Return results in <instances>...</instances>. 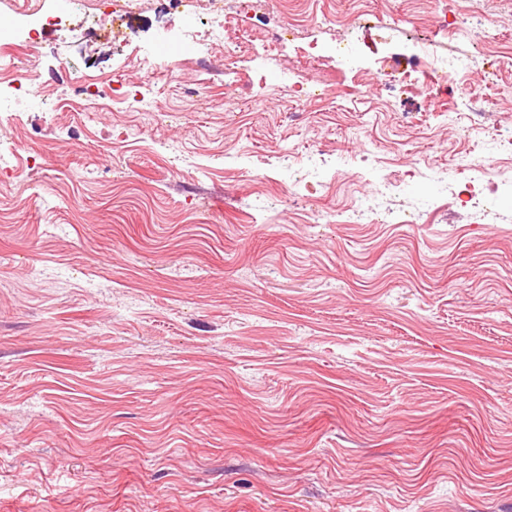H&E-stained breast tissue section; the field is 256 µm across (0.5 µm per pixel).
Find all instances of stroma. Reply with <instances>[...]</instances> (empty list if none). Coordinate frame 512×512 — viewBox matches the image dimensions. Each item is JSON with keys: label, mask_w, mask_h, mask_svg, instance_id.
<instances>
[{"label": "stroma", "mask_w": 512, "mask_h": 512, "mask_svg": "<svg viewBox=\"0 0 512 512\" xmlns=\"http://www.w3.org/2000/svg\"><path fill=\"white\" fill-rule=\"evenodd\" d=\"M96 2L12 49L43 97L0 124V512H512V196L470 224L413 175L480 148L461 93L512 137V0H264L300 37L232 57L166 45L208 0ZM418 65L423 71V76L434 84H448V78H459L463 80L470 69L469 59L465 56H458L455 61L445 67L423 64L418 53L415 54Z\"/></svg>", "instance_id": "stroma-1"}]
</instances>
